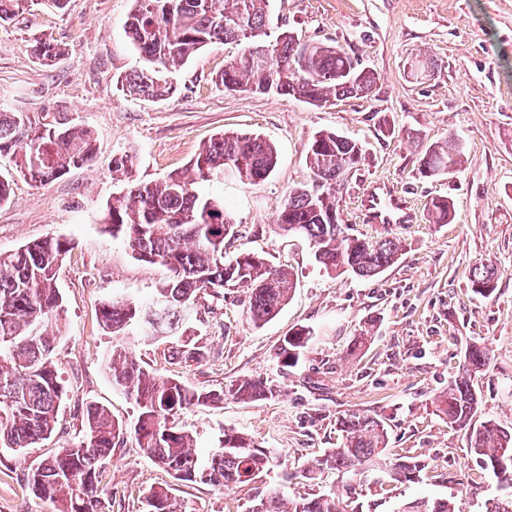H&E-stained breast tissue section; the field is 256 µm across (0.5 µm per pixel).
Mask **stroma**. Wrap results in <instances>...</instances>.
<instances>
[{"label": "stroma", "instance_id": "35a3bbf8", "mask_svg": "<svg viewBox=\"0 0 512 512\" xmlns=\"http://www.w3.org/2000/svg\"><path fill=\"white\" fill-rule=\"evenodd\" d=\"M131 8L132 0H70L60 12L35 0L0 23V111L63 113L92 131L96 146L92 166L43 184L0 157V179L10 184V199L0 204V252L49 238L70 244L57 274L64 312L54 350L67 400L48 439L0 454V512H55L32 494L26 474L80 435L89 404L107 408L127 428L103 474L104 512H144L148 490L165 484L186 512H245L254 490L333 494L371 512H391L402 499L453 497L462 512H484L501 493L498 481L470 455L468 431L439 416L436 402L466 348L477 344L490 361L475 380L476 419L512 428V0H271L268 35L290 28L304 41L335 40L378 74L368 97L324 107L225 90L216 76L238 49L222 44L209 45L175 74L173 98L125 95L121 77L142 67L124 29ZM44 37L66 49L49 67L30 52ZM383 116L394 133L380 127ZM319 130L363 146L358 170L336 187L353 233L375 232L361 213L375 180L404 191L421 214L416 224L397 228L402 253L380 277L328 275L307 241L275 231L288 190L310 180L306 153ZM227 132L261 136L279 152V165L264 182L205 185L239 226L227 254L250 250L290 268L295 291L261 326L251 321L242 295H204L177 337L133 336L128 344L144 366L195 387L219 390L247 377L279 386L267 399H228L179 418L196 435L199 454L219 447L228 430L271 452L273 468L249 490L177 483L143 457L131 430L136 407L112 385L105 362L111 338L100 326L106 301L148 303L169 276L165 267L135 259L126 242L104 230L106 203L121 189L112 178L113 159L136 152L134 177L150 183L187 170L204 144ZM446 138L462 148L458 171L422 177V151ZM438 196L454 204L450 223L422 217ZM478 262L499 271L488 298L468 286V271ZM302 326L313 333L309 349L296 366L283 367L275 352ZM365 332L372 338L368 349L348 355V344ZM179 343L199 349L200 360L172 362L169 351ZM348 410L383 418L390 453L425 461L420 482L382 488L336 470L303 478L304 464L339 446L338 420Z\"/></svg>", "mask_w": 512, "mask_h": 512}]
</instances>
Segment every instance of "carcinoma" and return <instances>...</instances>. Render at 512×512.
I'll return each instance as SVG.
<instances>
[{
    "instance_id": "cac0c4a2",
    "label": "carcinoma",
    "mask_w": 512,
    "mask_h": 512,
    "mask_svg": "<svg viewBox=\"0 0 512 512\" xmlns=\"http://www.w3.org/2000/svg\"><path fill=\"white\" fill-rule=\"evenodd\" d=\"M28 0H0V22L11 20ZM270 0H133L126 32L143 67L121 80L122 90L164 100L176 92L172 74L212 43L241 47L242 59H230L217 81L224 89L289 96L322 107L344 99L367 96L376 72L333 42H314L301 52L298 37L281 31L266 40ZM34 57L52 65L63 48L50 39L35 41ZM0 155L16 170L39 183L55 180L95 158L90 131L61 115L36 119L26 112H0ZM362 145L335 131L316 132L307 149L310 183L294 187L277 218L278 233L305 239L313 258L327 274L351 273L360 278L383 274L399 259L402 243L390 236L349 233L336 222V185L362 161ZM136 157L114 159L112 172L128 181L107 203L105 231L128 241L138 259L159 264L170 276L155 289L146 306L131 300L107 301L101 322L112 338L106 357L112 384L133 400L137 417L134 435L143 456L165 469L174 480L200 482L219 489L247 487L270 468V452L242 434L224 433V446L201 457L196 437L179 426L183 410L224 399L252 402L275 396L277 386L239 379L220 391L189 385L176 376H160L144 367L124 339L139 333L149 340L174 335L194 311L199 294L224 296V289L244 294L250 318L257 326L276 318L296 287L294 274L271 265L261 254L242 250L224 255L227 240L239 230L219 200L199 186L221 182L227 174L241 182L260 183L275 172V146L254 135L225 133L205 146L191 161L189 178L172 171L158 184L131 179ZM460 146L453 139L430 144L419 160L426 178L456 170ZM431 224H446L453 203L435 197L426 204ZM69 243L44 239L0 253V452H19L50 436L67 391L53 359L61 332L63 297L56 273ZM471 290L484 297L497 288L498 270L477 264L469 271ZM312 339L307 327L284 337L276 358L285 366L304 358ZM487 353L471 346L462 367L437 399V411L448 423L470 428L469 452L480 467L512 488V430L492 419L472 422L480 407L472 376L486 365ZM342 444L315 459L306 478L326 469L365 476L378 461L392 466L390 484L415 483L426 468L418 455L391 459L387 455L385 422L365 411H348L338 421ZM124 434L123 425L103 407L85 410V427L74 443L58 449L28 472L35 496L50 500L56 512H102L104 468ZM404 512H461L448 498L406 501ZM145 512H185L169 488H153L145 496ZM247 512H342L330 494L287 499L277 491L255 493Z\"/></svg>"
}]
</instances>
